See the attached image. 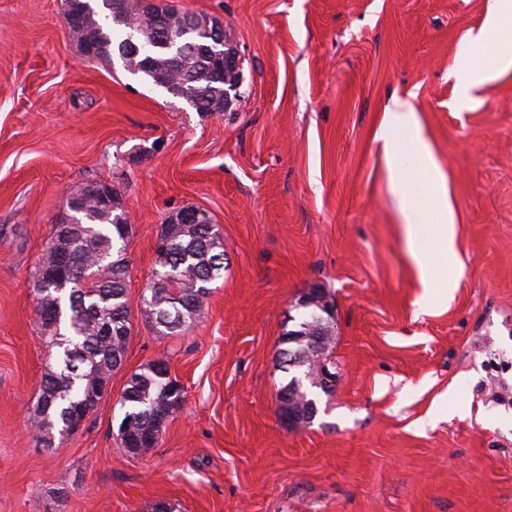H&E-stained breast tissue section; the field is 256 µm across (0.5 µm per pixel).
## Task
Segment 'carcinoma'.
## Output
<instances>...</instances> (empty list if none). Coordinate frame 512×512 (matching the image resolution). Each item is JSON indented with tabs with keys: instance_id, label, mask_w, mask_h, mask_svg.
<instances>
[{
	"instance_id": "cac0c4a2",
	"label": "carcinoma",
	"mask_w": 512,
	"mask_h": 512,
	"mask_svg": "<svg viewBox=\"0 0 512 512\" xmlns=\"http://www.w3.org/2000/svg\"><path fill=\"white\" fill-rule=\"evenodd\" d=\"M150 16L146 29L140 28L142 15ZM66 20L74 34L92 30L97 35V58L111 60L132 41L140 39L143 53L128 56L127 63L143 70L160 72L182 91L194 108L210 105L215 91L224 83L212 59H202L209 51V36L197 28L171 35L182 54L167 56V29L179 25L172 6H144L141 0H127L121 22L112 19V0H66ZM90 184L77 196L85 198L72 213L65 239L53 228L45 256L34 274L37 315L49 351L55 353L42 378L40 406L32 420L38 441L41 424L49 420L64 430L73 405L85 398L103 378L121 368L130 341L133 323L127 298L129 265L126 256L131 227L119 210H108L86 197ZM166 248L156 252L153 279L144 288L141 305L151 328L162 336L190 332L203 317L204 301L213 281L224 274V240L219 225L171 224ZM321 313L305 308L299 315L298 333L291 342L279 340L280 364L290 375L281 389L288 391V410L306 420L305 408L317 411L305 385L320 388L317 374L327 362L333 340V316L324 322L326 335L318 348H307L305 337L318 329ZM302 353V364L288 367V349ZM167 362L160 359L132 373L121 393L124 412L139 419L149 431L153 422L174 409L184 390L173 386L165 374Z\"/></svg>"
}]
</instances>
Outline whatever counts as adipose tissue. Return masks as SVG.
Masks as SVG:
<instances>
[{
    "label": "adipose tissue",
    "instance_id": "ef3b65f1",
    "mask_svg": "<svg viewBox=\"0 0 512 512\" xmlns=\"http://www.w3.org/2000/svg\"><path fill=\"white\" fill-rule=\"evenodd\" d=\"M510 18L512 0H496L495 9L481 31L468 38V45L493 51L496 68L476 71L471 69L468 60H461L453 71L461 94H468L473 86L491 82L496 71L512 68V30L505 26ZM377 139L382 144L391 181L399 194L420 284L423 289H432L431 242H438L443 254L455 251L454 212L448 184L421 135L416 111L410 102L396 98L387 105Z\"/></svg>",
    "mask_w": 512,
    "mask_h": 512
}]
</instances>
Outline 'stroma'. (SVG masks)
<instances>
[{
  "label": "stroma",
  "instance_id": "stroma-1",
  "mask_svg": "<svg viewBox=\"0 0 512 512\" xmlns=\"http://www.w3.org/2000/svg\"><path fill=\"white\" fill-rule=\"evenodd\" d=\"M170 2L221 20L241 56L220 116L121 62H79L65 0H0V512H512V69L466 102L448 76L493 0ZM395 96L448 179V298L420 286L376 139ZM91 180L135 220L134 327L110 394L49 448L30 428L49 361L33 274ZM187 206L219 225L226 269L197 326L160 336L140 295ZM316 285L336 385L287 428L277 344ZM158 359L185 402L133 456L120 396Z\"/></svg>",
  "mask_w": 512,
  "mask_h": 512
}]
</instances>
